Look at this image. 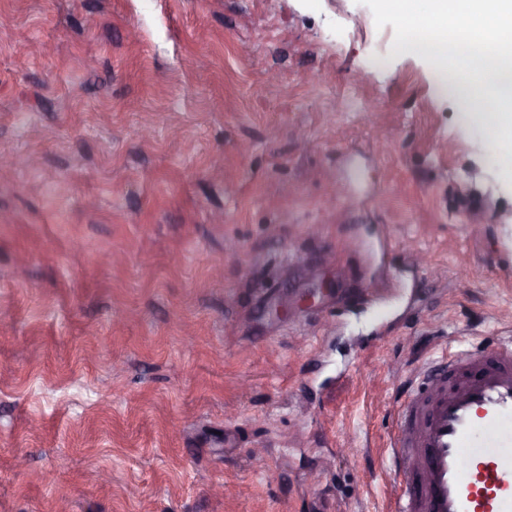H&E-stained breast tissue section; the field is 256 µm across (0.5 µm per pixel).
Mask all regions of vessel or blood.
<instances>
[{
	"label": "vessel or blood",
	"mask_w": 512,
	"mask_h": 512,
	"mask_svg": "<svg viewBox=\"0 0 512 512\" xmlns=\"http://www.w3.org/2000/svg\"><path fill=\"white\" fill-rule=\"evenodd\" d=\"M389 448L394 512H512V342L418 373Z\"/></svg>",
	"instance_id": "1"
}]
</instances>
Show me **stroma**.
Masks as SVG:
<instances>
[{
	"label": "stroma",
	"mask_w": 512,
	"mask_h": 512,
	"mask_svg": "<svg viewBox=\"0 0 512 512\" xmlns=\"http://www.w3.org/2000/svg\"><path fill=\"white\" fill-rule=\"evenodd\" d=\"M393 42L0 0V512H390L412 373L512 337V169Z\"/></svg>",
	"instance_id": "1"
}]
</instances>
